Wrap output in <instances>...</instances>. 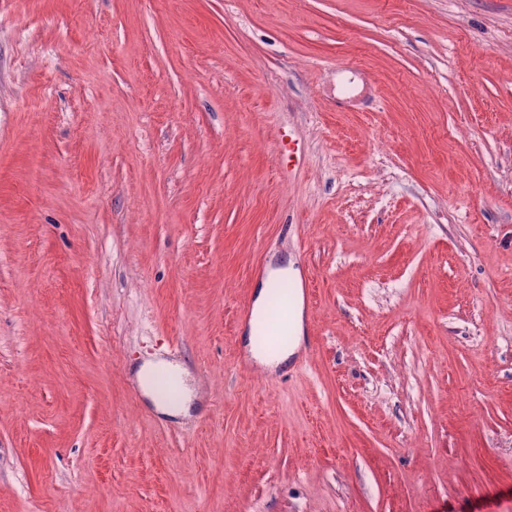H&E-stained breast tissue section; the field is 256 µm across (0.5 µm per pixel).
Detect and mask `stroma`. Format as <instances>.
<instances>
[{"mask_svg":"<svg viewBox=\"0 0 512 512\" xmlns=\"http://www.w3.org/2000/svg\"><path fill=\"white\" fill-rule=\"evenodd\" d=\"M0 512H512V0H0ZM302 332H303V327H302V318H301V307H297V309L295 311V330H294L295 341L293 342L290 349L283 351L281 353L270 354V353L263 352L260 349L252 348L254 357L261 365H263L265 367L272 368V367L279 366L280 364L284 363L287 360L289 355L293 354L296 351V348L299 345V342L302 338ZM159 371L170 372L178 378L180 395L177 400L164 403L158 399L152 386V375ZM188 377L189 373L185 367L169 362H159L155 365L142 367L136 373L137 381L142 385L143 392L160 408V412L170 417L185 416L190 412L194 394L187 383Z\"/></svg>","mask_w":512,"mask_h":512,"instance_id":"35a3bbf8","label":"stroma"}]
</instances>
